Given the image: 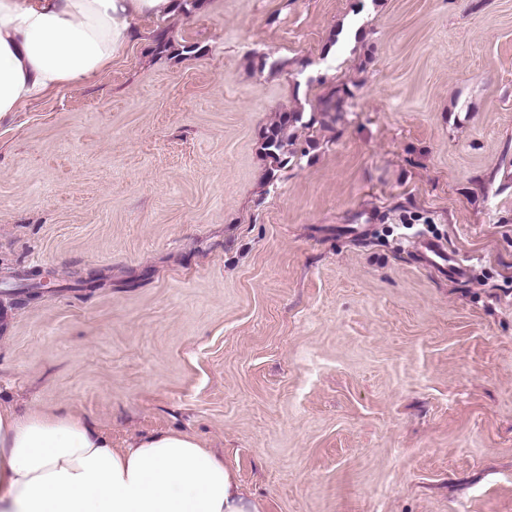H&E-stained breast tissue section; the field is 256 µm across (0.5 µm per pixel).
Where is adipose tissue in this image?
Masks as SVG:
<instances>
[{
    "label": "adipose tissue",
    "instance_id": "adipose-tissue-1",
    "mask_svg": "<svg viewBox=\"0 0 512 512\" xmlns=\"http://www.w3.org/2000/svg\"><path fill=\"white\" fill-rule=\"evenodd\" d=\"M172 0H0V119L105 68ZM0 512H261L185 433L127 447L61 410L0 407Z\"/></svg>",
    "mask_w": 512,
    "mask_h": 512
}]
</instances>
